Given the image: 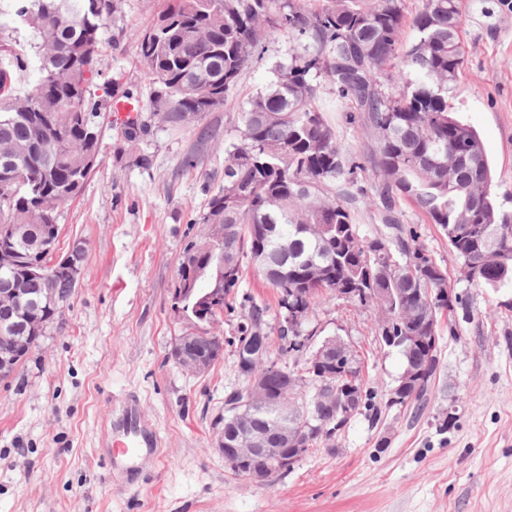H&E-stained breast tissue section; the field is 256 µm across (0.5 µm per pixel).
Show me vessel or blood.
<instances>
[{"instance_id":"b4317fda","label":"vessel or blood","mask_w":512,"mask_h":512,"mask_svg":"<svg viewBox=\"0 0 512 512\" xmlns=\"http://www.w3.org/2000/svg\"><path fill=\"white\" fill-rule=\"evenodd\" d=\"M113 450L106 463L111 468L123 469L126 475H134L130 462L135 456L154 453L162 445L158 431L143 418L136 400H126L115 411L108 434Z\"/></svg>"}]
</instances>
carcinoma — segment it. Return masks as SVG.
<instances>
[{"label":"carcinoma","mask_w":512,"mask_h":512,"mask_svg":"<svg viewBox=\"0 0 512 512\" xmlns=\"http://www.w3.org/2000/svg\"><path fill=\"white\" fill-rule=\"evenodd\" d=\"M149 30L130 34L114 26L123 0H0V229L12 230L21 255L45 237L58 243L59 209L82 191L98 162L100 117L112 102L135 97L132 89L105 76L104 46L133 40L138 62L153 87L149 116L121 127V139L136 147L153 120L180 128L192 115L201 121L230 100L241 72L263 43L288 37L286 61L276 78L250 96L240 112V141L224 147V186L211 196L195 223L235 224L238 234L214 241L203 232L187 247H203L199 262L237 255L225 277L224 295L239 287L243 259L278 294L279 315L293 308L299 335L320 342L307 329L309 317L341 292L345 301L369 309L377 291L391 293L390 320L379 336L438 335L439 312L465 308L457 293L439 297L418 312L426 289L448 288L446 272L418 244L413 227L400 224L397 200L407 199L448 235L469 282L512 288V264L488 260V249L512 252V211L494 198L492 171L478 132L459 120L448 92L463 68L460 32L464 0H421L413 18L418 37L404 40L406 0H168ZM25 34L26 50L18 49ZM350 109L375 136L369 160L383 177L373 200L389 232L361 235L349 207L364 164L338 146L325 96ZM23 297L39 288L25 265L0 269V291ZM57 301L40 302V333L20 324L0 333V350L24 358L68 305L75 285L65 272ZM266 309L254 306L237 340L258 336ZM403 369L416 374L400 405L420 401L438 369L435 341L392 347ZM306 354L299 361L297 354ZM294 375L293 423L300 444L319 442L301 426L316 422L317 385L324 378L357 399V414L377 418L373 391L364 387L359 353L320 364L308 349L275 348Z\"/></svg>","instance_id":"cac0c4a2"}]
</instances>
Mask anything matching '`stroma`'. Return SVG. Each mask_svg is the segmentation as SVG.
Here are the masks:
<instances>
[{
	"label": "stroma",
	"mask_w": 512,
	"mask_h": 512,
	"mask_svg": "<svg viewBox=\"0 0 512 512\" xmlns=\"http://www.w3.org/2000/svg\"><path fill=\"white\" fill-rule=\"evenodd\" d=\"M462 40L465 64L449 101L479 131L492 190L512 209V5L466 0ZM288 47L284 37L268 43L228 104L178 130L153 126L135 150L105 120L99 161L59 218L57 252L83 246V276L26 362L0 381V512H512V290L470 285L447 236L408 201L397 203L402 223L418 227L421 246L468 303L451 314L453 333L438 338L439 368L420 407L384 409L375 424L356 416L333 448L258 484L235 474L217 446L224 395L241 384L232 348L202 373L172 355L192 329L171 298L183 249L224 183L242 102L273 81ZM104 69L147 100L134 44L108 51ZM139 154L149 166L135 163ZM191 154L196 166L184 167ZM254 305L277 331L278 295L247 263L211 333L229 343ZM377 320L376 310L336 299L312 318L354 345L365 385L382 401L403 365L379 342ZM131 394L164 439L158 455L136 458L133 487L98 446Z\"/></svg>",
	"instance_id": "1"
}]
</instances>
